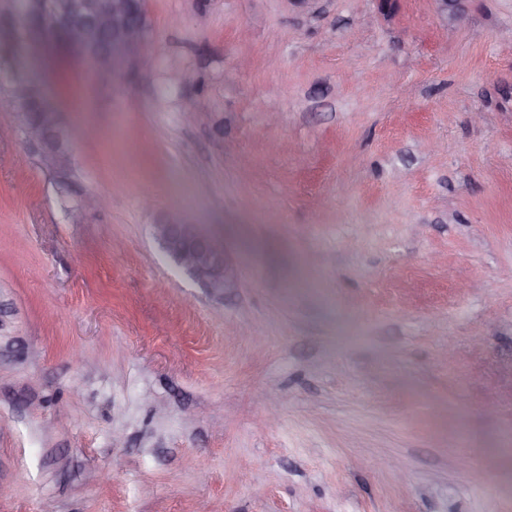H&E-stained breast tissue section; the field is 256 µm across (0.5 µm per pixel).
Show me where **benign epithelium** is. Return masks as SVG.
Returning <instances> with one entry per match:
<instances>
[{
  "label": "benign epithelium",
  "instance_id": "1",
  "mask_svg": "<svg viewBox=\"0 0 512 512\" xmlns=\"http://www.w3.org/2000/svg\"><path fill=\"white\" fill-rule=\"evenodd\" d=\"M21 21L33 39L45 38L60 50L83 58L95 51L97 66L116 73L126 64L148 71L150 56L142 51L148 26L143 0H22ZM15 96L29 103L36 101L40 113L39 132H29L37 148L40 164L48 172L62 176L72 169L73 153L62 146L63 130L55 110L46 107L32 85L20 81ZM108 200L100 195H86L80 206L70 211L78 222L86 213L101 211ZM153 234L163 245L177 249L184 271L215 296H224L238 287L237 273L227 261L224 250L204 234L196 224H155Z\"/></svg>",
  "mask_w": 512,
  "mask_h": 512
}]
</instances>
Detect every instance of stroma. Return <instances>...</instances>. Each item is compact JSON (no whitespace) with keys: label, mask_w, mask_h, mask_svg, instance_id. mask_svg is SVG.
<instances>
[{"label":"stroma","mask_w":512,"mask_h":512,"mask_svg":"<svg viewBox=\"0 0 512 512\" xmlns=\"http://www.w3.org/2000/svg\"><path fill=\"white\" fill-rule=\"evenodd\" d=\"M457 7L147 0L151 72L62 78L0 0V512H512V0ZM14 93L19 100L26 104L31 103L33 99L36 101L35 109L36 112L40 113L37 125L39 132L35 134L28 126L30 141L36 145L38 158L43 168L58 177H62L72 169L74 158L72 151H66L62 146L60 133L64 127H62L63 125L58 119L56 111L46 107L32 85L25 81L16 83ZM15 104V109L19 112L30 114L29 123L35 126L37 121L35 114L37 113L33 112L32 109L28 110L16 101ZM152 228L156 239L165 247H176L179 263L175 253L166 248L176 265L181 266L210 294L221 297L226 291L238 287L236 270L227 261L224 250L204 234L198 225L156 224Z\"/></svg>","instance_id":"35a3bbf8"}]
</instances>
